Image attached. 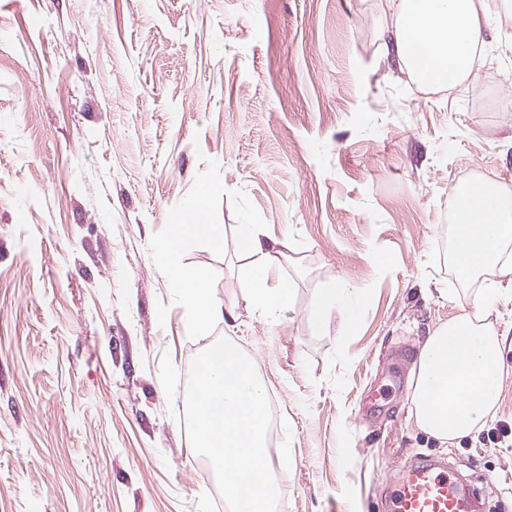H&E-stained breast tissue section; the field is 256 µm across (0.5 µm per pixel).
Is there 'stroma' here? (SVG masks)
<instances>
[{
	"instance_id": "stroma-1",
	"label": "stroma",
	"mask_w": 512,
	"mask_h": 512,
	"mask_svg": "<svg viewBox=\"0 0 512 512\" xmlns=\"http://www.w3.org/2000/svg\"><path fill=\"white\" fill-rule=\"evenodd\" d=\"M480 69L413 83L385 54L390 0H0V512H223L188 435L195 356L251 360L279 407L281 512H386L385 484L443 459L512 512V445L443 447L410 418L426 336L497 280L457 278L450 204L512 196V0ZM206 193L224 247L183 263L223 320L192 328L160 264L165 227ZM285 243L290 289L253 309L236 228ZM344 278L357 322L314 333ZM508 375L512 300L491 316ZM358 293L344 279L330 282L321 288L310 311V323L316 332L322 331L336 313L341 320L355 322L359 307L350 300Z\"/></svg>"
}]
</instances>
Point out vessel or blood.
<instances>
[{"instance_id": "b4317fda", "label": "vessel or blood", "mask_w": 512, "mask_h": 512, "mask_svg": "<svg viewBox=\"0 0 512 512\" xmlns=\"http://www.w3.org/2000/svg\"><path fill=\"white\" fill-rule=\"evenodd\" d=\"M477 498L447 466L413 462L390 487V512H474Z\"/></svg>"}]
</instances>
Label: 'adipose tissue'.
<instances>
[{
	"mask_svg": "<svg viewBox=\"0 0 512 512\" xmlns=\"http://www.w3.org/2000/svg\"><path fill=\"white\" fill-rule=\"evenodd\" d=\"M390 51L400 69L419 85L449 88L475 74L479 48L490 24L479 0H396ZM454 235L451 263L462 279L501 270L504 281L485 289L471 312L435 329L421 345L411 369L414 384L410 411L416 426L443 445L480 429L493 416L505 378L499 358L503 341L490 320V310L504 294L512 295V199L489 182L457 188L452 196ZM198 238L186 226L166 228L163 269L178 286L190 321L199 327L221 317L206 281L181 261ZM239 250L250 259L251 301L263 316L273 315L289 298L288 287L274 280L280 249L269 246L258 224L237 227ZM356 290L346 280L321 288L310 311V323L322 331L332 316L353 322L359 307Z\"/></svg>",
	"mask_w": 512,
	"mask_h": 512,
	"instance_id": "ef3b65f1",
	"label": "adipose tissue"
}]
</instances>
